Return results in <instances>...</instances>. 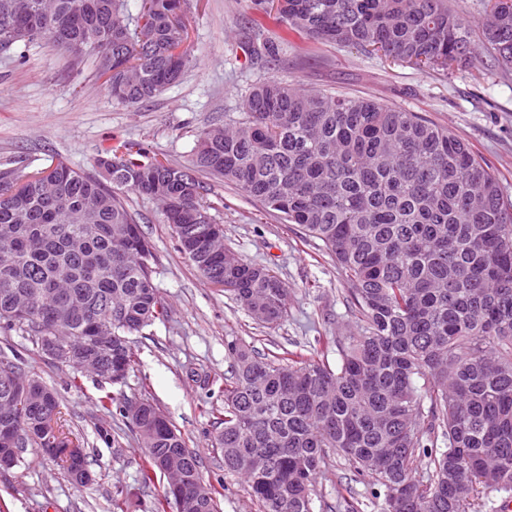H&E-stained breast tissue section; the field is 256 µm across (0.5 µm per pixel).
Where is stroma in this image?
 I'll list each match as a JSON object with an SVG mask.
<instances>
[{"label": "stroma", "instance_id": "35a3bbf8", "mask_svg": "<svg viewBox=\"0 0 512 512\" xmlns=\"http://www.w3.org/2000/svg\"><path fill=\"white\" fill-rule=\"evenodd\" d=\"M251 6L252 0H198L189 17L196 64L136 108L112 101L93 63L72 69L69 56L49 44L31 45L20 64L0 58V162L21 160L34 170L61 160L92 172L97 155L119 138L147 157L185 165L200 130L238 115L248 88L273 78L372 98L448 127L490 165L512 203V75L490 67L442 75L299 37L284 48L279 64L263 68L253 64L248 49ZM211 199L225 245L286 282V317L272 328L255 322L230 292L211 285L177 251L161 206L130 194L157 256L153 282L167 311L132 336L136 365L119 386L41 356L24 332L0 343L57 392L61 421L84 446L93 476L87 486L75 487L55 462L28 451L23 464L0 474V512H156L163 479L142 484L143 451L135 433L118 411L97 406L100 397L118 393L154 399L199 456L204 481L219 490L220 512H260L212 447L213 412L224 407V379L233 366L227 344L264 354L297 350L344 330L350 321L346 277L318 241L265 211L239 186L213 182ZM102 430L110 441L99 438ZM342 500L353 512H383L373 480L356 477L334 455L317 477L312 510L329 512Z\"/></svg>", "mask_w": 512, "mask_h": 512}]
</instances>
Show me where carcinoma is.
Returning <instances> with one entry per match:
<instances>
[{"instance_id":"1","label":"carcinoma","mask_w":512,"mask_h":512,"mask_svg":"<svg viewBox=\"0 0 512 512\" xmlns=\"http://www.w3.org/2000/svg\"><path fill=\"white\" fill-rule=\"evenodd\" d=\"M39 5L31 20L26 5ZM254 0V58L273 64L288 38L339 43L394 61L448 70L486 55L512 73V0H487L478 39L459 0ZM192 0H0V56L21 61L44 40L79 69L112 55V100L127 107L176 83L195 57ZM278 28L276 38L266 26ZM243 116L199 132L188 167L131 158L118 140L100 157L112 178L59 161L0 171V332L21 330L132 370L130 336L165 310L152 279L155 254L126 194L162 205L177 248L210 283L224 281L256 321L278 324L288 286L271 269L193 228L210 214L204 173L240 186L262 208L297 224L346 274L354 326L316 339L319 355L261 357L232 343V376L214 447L261 512H312L315 479L331 454L369 475L384 512H483L492 491L512 490V204L491 168L448 128L374 99L306 91L277 80L254 85ZM28 316L11 314L14 300ZM110 324V337L100 331ZM142 441L141 479L157 461L187 460L182 502L162 491L157 512H219V491L196 482L199 457L157 404L106 396ZM59 404L52 388L0 351V429L17 461L49 448ZM446 449L438 447V443Z\"/></svg>"}]
</instances>
